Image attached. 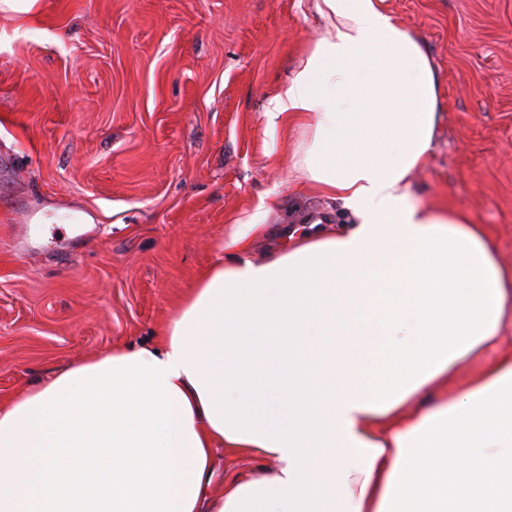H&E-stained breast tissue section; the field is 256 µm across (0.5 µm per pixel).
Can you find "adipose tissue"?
<instances>
[{
	"label": "adipose tissue",
	"instance_id": "1",
	"mask_svg": "<svg viewBox=\"0 0 512 512\" xmlns=\"http://www.w3.org/2000/svg\"><path fill=\"white\" fill-rule=\"evenodd\" d=\"M312 9L326 31L265 116L298 124L292 167L352 223L256 262L269 216L256 206L157 342L0 404V512H390L414 448L429 459L420 512H512V414L498 406L512 399V267L466 213L410 200L436 125L434 69L380 0ZM240 448L279 471L210 494Z\"/></svg>",
	"mask_w": 512,
	"mask_h": 512
}]
</instances>
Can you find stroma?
<instances>
[{"instance_id": "stroma-1", "label": "stroma", "mask_w": 512, "mask_h": 512, "mask_svg": "<svg viewBox=\"0 0 512 512\" xmlns=\"http://www.w3.org/2000/svg\"><path fill=\"white\" fill-rule=\"evenodd\" d=\"M439 86L412 199L486 225L512 266V0H381ZM325 31L310 0H39L0 10V402L153 343L230 224L267 260L340 202L288 164L268 99Z\"/></svg>"}]
</instances>
